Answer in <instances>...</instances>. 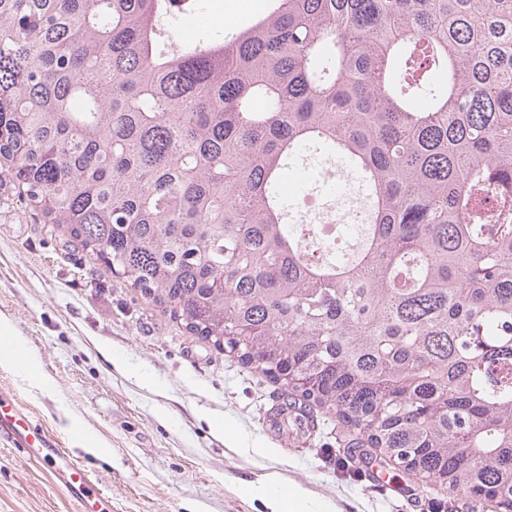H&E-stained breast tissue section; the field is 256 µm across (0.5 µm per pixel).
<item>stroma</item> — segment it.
Instances as JSON below:
<instances>
[{"instance_id":"obj_1","label":"stroma","mask_w":512,"mask_h":512,"mask_svg":"<svg viewBox=\"0 0 512 512\" xmlns=\"http://www.w3.org/2000/svg\"><path fill=\"white\" fill-rule=\"evenodd\" d=\"M182 39L245 28L269 0H204ZM0 161V331L30 374L0 358L10 391L112 495V512H270L265 490L331 512H499L462 491L344 455L335 420L305 435L271 425L276 384L191 335L22 203ZM0 512H71L45 466L0 446Z\"/></svg>"}]
</instances>
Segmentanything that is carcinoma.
<instances>
[{"label": "carcinoma", "instance_id": "cac0c4a2", "mask_svg": "<svg viewBox=\"0 0 512 512\" xmlns=\"http://www.w3.org/2000/svg\"><path fill=\"white\" fill-rule=\"evenodd\" d=\"M197 8L0 0L19 196L379 463L512 512V0H272L173 43ZM313 154L365 192L335 261L288 225Z\"/></svg>", "mask_w": 512, "mask_h": 512}]
</instances>
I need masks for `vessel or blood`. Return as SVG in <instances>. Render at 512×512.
Instances as JSON below:
<instances>
[{"instance_id":"vessel-or-blood-1","label":"vessel or blood","mask_w":512,"mask_h":512,"mask_svg":"<svg viewBox=\"0 0 512 512\" xmlns=\"http://www.w3.org/2000/svg\"><path fill=\"white\" fill-rule=\"evenodd\" d=\"M0 444L20 449L31 462L48 466L73 512H112V498L92 473L12 394L0 391Z\"/></svg>"}]
</instances>
